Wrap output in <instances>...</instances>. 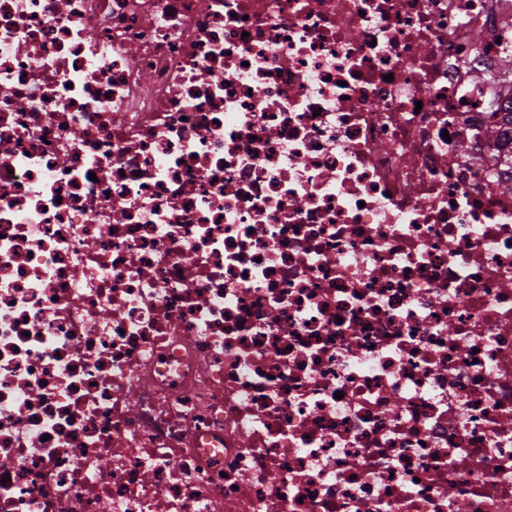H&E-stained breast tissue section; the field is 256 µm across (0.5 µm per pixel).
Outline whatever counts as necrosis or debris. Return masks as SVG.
Returning a JSON list of instances; mask_svg holds the SVG:
<instances>
[{
	"instance_id": "4bbe7bcc",
	"label": "necrosis or debris",
	"mask_w": 512,
	"mask_h": 512,
	"mask_svg": "<svg viewBox=\"0 0 512 512\" xmlns=\"http://www.w3.org/2000/svg\"><path fill=\"white\" fill-rule=\"evenodd\" d=\"M512 0H0V512H512Z\"/></svg>"
}]
</instances>
